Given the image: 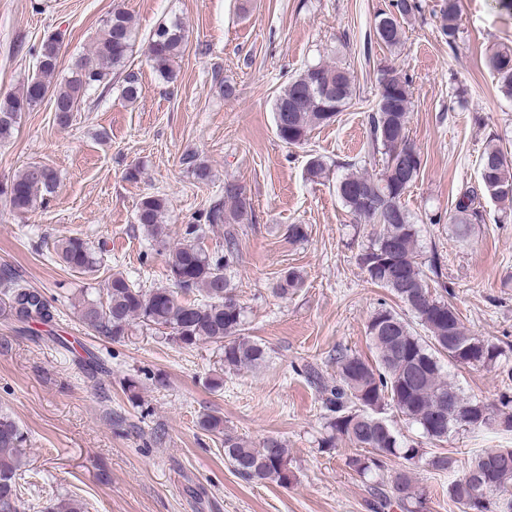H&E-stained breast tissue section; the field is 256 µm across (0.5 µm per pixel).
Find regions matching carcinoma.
I'll return each mask as SVG.
<instances>
[{"label": "carcinoma", "instance_id": "carcinoma-1", "mask_svg": "<svg viewBox=\"0 0 512 512\" xmlns=\"http://www.w3.org/2000/svg\"><path fill=\"white\" fill-rule=\"evenodd\" d=\"M418 10L417 0H393L392 10L379 13L374 22L376 41L388 49L403 40L401 20ZM460 0H443L441 31L454 48L459 37ZM135 22L121 9L106 20L104 35L91 53L75 61L63 86L52 88L51 79L59 66L61 35L43 40L37 60L38 74L17 94L0 95V138L10 134L21 114L52 94L53 108L61 122L69 120L81 102L111 82V69L124 64L132 46ZM185 44L183 24L174 19L159 26L149 40L148 57L153 68L167 82L176 80L174 60ZM488 67L498 76L500 91L512 99V50L504 48L488 59ZM138 78L124 76L122 97L133 102L139 97ZM355 96L350 72L323 62L306 66L292 77L274 102L275 131L288 145H302L311 131L336 120L337 114ZM410 106L409 78L392 65L380 69L378 97L371 115L370 147L385 156L376 175L351 171L336 181V193L343 206L359 224H378L381 229L357 256L367 279L387 289L413 314L428 335L417 334L396 310L381 308L368 323L369 338L376 359L369 362L347 349L336 350V383L329 384L316 371L309 372L318 387L325 411L326 433L321 448L336 447V439H347L357 450L347 465L358 474L384 470L394 457L407 466L374 487L380 507L396 501L403 512H423L422 497L414 491L412 465L422 458L414 441L402 440L379 417L393 409L416 425L424 437L442 442L454 429L479 432L491 424L512 432V398L501 395L493 409L477 399L464 397L444 376L440 357L473 367L497 363L502 350L477 336L466 333L454 305L430 290L426 275L417 261L418 225L403 203L404 196L418 178L422 159L407 135ZM57 173L42 164L26 166L13 177L0 194L17 213L36 208L39 195L50 194L57 186ZM488 197L512 203V163L494 140H489L479 158L478 185L459 199L450 223L459 229L483 219L476 200ZM165 200L146 196L138 206L136 223L151 242L166 247L169 287L138 288L121 272L104 281L105 299L87 298L79 305V320L91 331L114 342L129 337L136 327L165 336L189 350L202 343H213L222 354L223 368L238 371L256 368L266 359L260 343L244 335L245 310L239 303L227 271L239 262L237 225L255 220L252 199L233 179L224 180L223 198L212 203L182 227V241L167 245L164 220ZM224 225V249L210 251L203 246L205 226ZM56 254L68 269L80 274L92 272L100 259L80 238L69 236L57 241ZM4 286V311L19 323L53 320L52 304L46 295L16 283L8 270L0 274ZM302 285L294 269L281 275L275 291L280 296ZM199 427L222 437L224 459L247 480L271 481L286 485L290 451L278 438H267L259 446L224 429V418L215 413L200 417ZM26 438L16 422L0 414V512H24L21 467ZM512 448H498L476 455L465 473L448 483V497L463 512H512L505 510L500 495L512 503V461L502 456ZM428 466L438 472L455 471V459L436 454ZM45 512H86L83 501L61 496L50 501Z\"/></svg>", "mask_w": 512, "mask_h": 512}]
</instances>
